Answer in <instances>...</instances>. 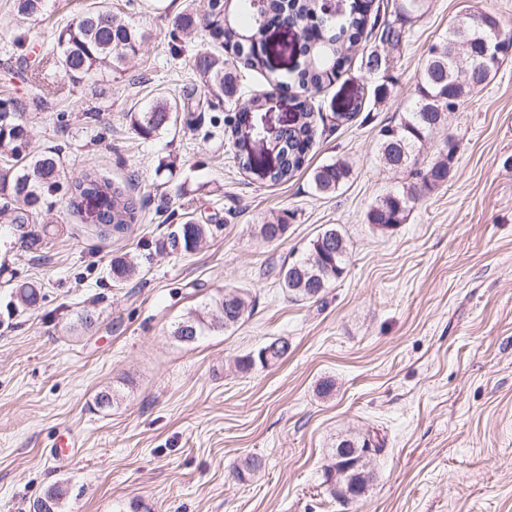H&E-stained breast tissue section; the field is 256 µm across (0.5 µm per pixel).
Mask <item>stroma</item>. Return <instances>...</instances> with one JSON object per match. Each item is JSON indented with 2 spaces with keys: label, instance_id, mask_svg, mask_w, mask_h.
I'll return each mask as SVG.
<instances>
[{
  "label": "stroma",
  "instance_id": "obj_1",
  "mask_svg": "<svg viewBox=\"0 0 512 512\" xmlns=\"http://www.w3.org/2000/svg\"><path fill=\"white\" fill-rule=\"evenodd\" d=\"M89 2L47 0L21 22L0 0V97L23 104L29 152L58 150L67 183L89 171L130 181L138 203L137 221L105 237L65 195L26 224L0 216V512H29L53 484L67 491L64 512H512V55L449 113L415 170L378 151L429 46L469 12L512 31V0H426L401 49L362 40L359 56H387L388 71L367 74L358 56L315 93L319 142L308 171L281 185L239 169L223 108L133 130L132 113L197 82L193 58L210 42L175 30L186 0H107L148 39L122 72L64 77L55 32ZM386 80L390 97L337 123ZM448 139L447 181L403 224H369L376 199L416 183ZM337 158L350 181L316 195L310 169ZM285 213L280 243L262 242L259 225ZM189 217L209 241L172 252L168 235ZM329 226L346 236L345 274L319 300L290 298L281 266ZM120 257L138 273L118 282ZM19 281L39 288L36 306L16 301ZM225 289L255 302L238 327L192 344L171 336ZM275 338L288 342L281 363L236 369ZM105 389L118 392L108 408L96 403ZM365 432L383 450L360 504L346 505L323 470L338 439ZM67 434L76 447L57 458ZM252 459L259 469L247 470Z\"/></svg>",
  "mask_w": 512,
  "mask_h": 512
}]
</instances>
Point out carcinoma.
Instances as JSON below:
<instances>
[{
  "instance_id": "obj_1",
  "label": "carcinoma",
  "mask_w": 512,
  "mask_h": 512,
  "mask_svg": "<svg viewBox=\"0 0 512 512\" xmlns=\"http://www.w3.org/2000/svg\"><path fill=\"white\" fill-rule=\"evenodd\" d=\"M44 2L16 0L17 13L33 17L42 11ZM372 3L373 0H349L341 9L331 11L323 0H208V10L202 14L184 10L176 18V29L186 34L199 28L207 31L211 42L224 49V54L206 50L194 58L203 97H197L195 87L178 103L162 99L150 110L134 113L133 128L142 136H150L176 122L181 110L222 102L232 112L227 125L235 136V156L244 168H250V152L247 143L236 137L237 128L246 120L248 111L266 106L273 91L286 87L274 76V68L258 45L272 27L294 29L300 33V52L304 57V67L295 78L297 116L280 134V163L269 177L274 184L290 181L304 169L318 138L321 115L313 110L312 94L338 77L364 32L375 34L393 50L400 48L408 36L407 24L423 7L424 0H399L387 18L380 15V10H372ZM145 39V32L118 18L109 7L91 6L58 31L56 64L74 82L103 70L117 72ZM506 39L512 41V35L502 33L496 17L467 13L431 44L406 115L380 130V152L385 165L405 169L414 163L424 142L447 121L448 107L458 108L474 88L485 84L492 71L499 68L501 58L491 48ZM389 67L390 59L374 51L365 57L364 68L370 75ZM241 68L271 73L270 90L240 101ZM22 111L24 108L17 100L0 98V142L11 146L14 160L24 161L19 168L12 164L0 166V212L10 213L13 224H26L47 198L64 191L70 194L77 211L92 216V222L110 224L117 234L124 232L136 219L133 197L125 188L95 175L64 184L59 153L27 152L30 129L18 119ZM455 151L456 144L448 141L441 158L426 171L418 172L423 186L433 187L448 180ZM351 176L349 165L337 159L312 171V187L319 195H330L342 189ZM417 200L414 187L388 193L371 206L368 223L381 229L401 224ZM286 226L287 220L279 217L261 224L258 233L265 243L276 244ZM208 234L207 225L186 220L170 233L168 243L191 253L202 246ZM347 263L345 235L334 226L325 228L311 240L306 257L280 269L281 288L296 298L317 299L325 288L343 277ZM15 295L21 305L34 306L39 290L28 282L18 283ZM253 307L254 301L239 290L229 301L220 292L203 307L184 314L174 323L171 335L180 342L192 343L200 336L238 326ZM287 352L288 342L277 338L237 359L236 365L247 372L258 364L274 365ZM381 451L368 435L340 439L324 469L334 495L346 504L358 502L373 479L368 455L375 456ZM342 453L348 456L349 466L345 468L336 464V456ZM65 495L63 487L53 484L33 500L30 510L63 512Z\"/></svg>"
}]
</instances>
